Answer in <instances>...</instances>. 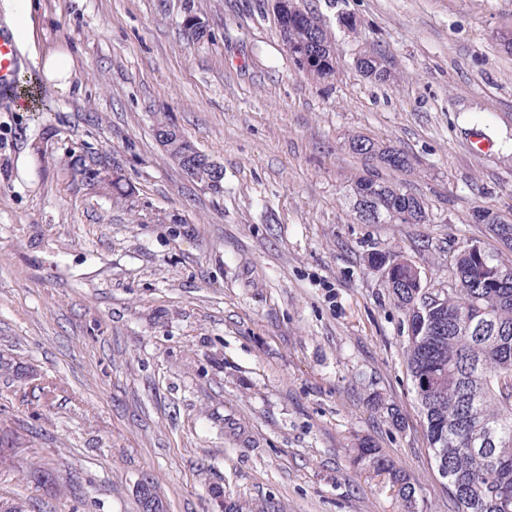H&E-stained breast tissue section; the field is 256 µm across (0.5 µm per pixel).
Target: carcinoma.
<instances>
[{"instance_id": "cac0c4a2", "label": "carcinoma", "mask_w": 512, "mask_h": 512, "mask_svg": "<svg viewBox=\"0 0 512 512\" xmlns=\"http://www.w3.org/2000/svg\"><path fill=\"white\" fill-rule=\"evenodd\" d=\"M288 21L278 20L279 35L292 58L304 54L301 71L318 79L336 74L335 39L331 29L298 0H285ZM352 149L380 165L414 173L402 151L357 138ZM173 157L186 151L202 155L180 133L165 148ZM102 162L74 155L76 172L100 176ZM193 180L217 191L221 180L204 163ZM371 195L380 224H420L428 219L425 205L414 195L378 177L362 176L351 185L352 197ZM491 236L512 252V224L502 223L490 209L478 213ZM369 262L390 267L385 285L408 324L404 356L423 414L429 447L438 469L448 471L457 487L448 489L455 512H504L498 487L512 486V258L473 240L460 250L449 270L450 285L437 291L423 287L421 273L396 251L371 254ZM373 407L394 426L400 412L379 395ZM355 462L387 480L407 504L416 501L417 487L406 470L383 455L369 439L354 448Z\"/></svg>"}]
</instances>
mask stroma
Instances as JSON below:
<instances>
[{
	"label": "stroma",
	"instance_id": "stroma-1",
	"mask_svg": "<svg viewBox=\"0 0 512 512\" xmlns=\"http://www.w3.org/2000/svg\"><path fill=\"white\" fill-rule=\"evenodd\" d=\"M336 35V75L297 68L270 0H29L17 75L48 109L0 89V506L141 512L152 477L167 512H411L354 464L364 438L404 466L412 512H451L404 345L407 321L372 253L391 248L427 287L477 212L512 220V0H303ZM351 15L356 33L339 19ZM68 53V89L41 62ZM397 81L366 78L363 53ZM164 113L224 170L221 191L168 159ZM491 153L471 149L476 136ZM361 136L407 153L375 169ZM91 154L132 187L115 198L66 167ZM421 199L422 224H364L354 177ZM394 403L392 425L368 403Z\"/></svg>",
	"mask_w": 512,
	"mask_h": 512
}]
</instances>
